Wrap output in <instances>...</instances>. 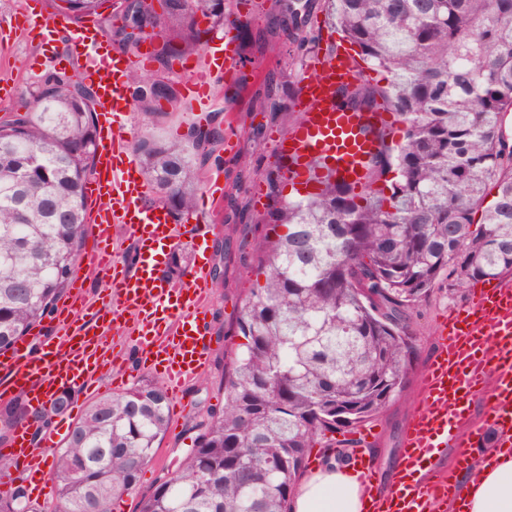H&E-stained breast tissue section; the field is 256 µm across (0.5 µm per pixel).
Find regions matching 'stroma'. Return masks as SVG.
Instances as JSON below:
<instances>
[{
    "mask_svg": "<svg viewBox=\"0 0 512 512\" xmlns=\"http://www.w3.org/2000/svg\"><path fill=\"white\" fill-rule=\"evenodd\" d=\"M45 0H0V87L9 89L10 98L0 101V112L17 107L22 99L42 78L57 68L69 75L79 76L80 70L73 60L74 46L69 39H61L55 49L46 50L39 40L17 29L21 13H48ZM314 34L319 37L317 53L300 55L290 51L281 36L274 34L266 24L254 26L240 44L243 76L235 83L217 80L211 87L214 105L211 115L219 116L224 137L233 139L234 149H220V163H205L199 168L201 186L195 194V224H213L217 231L211 236L205 253L195 252L186 235H179L177 246L188 256V268L203 265L213 268L218 244L234 237L235 226L227 219V204L236 197L253 196L256 210H263L267 199L266 186L256 171L279 158L277 128L267 126L264 112L265 84L270 77L299 83L312 76L318 62L324 61L333 47L339 46L334 19L326 11L317 14ZM201 61L200 54L174 57L171 61L174 87L179 97L176 112L161 122L138 111H131L125 137L135 140L141 135L154 134L172 142H186L188 128L201 119L202 114L192 111L186 99L185 83ZM265 125L264 138H256L258 125ZM217 184V195H210V184ZM250 277L246 265L237 264L226 269L222 278L212 279L211 293L206 303L211 320L212 343L210 366L205 374L195 378L184 388L190 402L187 413L172 416L168 430L151 461L145 468L136 489L124 496L121 512H134L141 495L152 490L157 478L177 469L192 445L195 426L212 409L224 405V329L236 315L239 295L248 286ZM472 299L471 288L449 289L447 279H439L426 300L412 312L409 328L415 338L416 351L409 380L395 398L388 411L372 422L377 438L370 448L374 478L379 487L392 480L399 459L402 433L423 398L421 378L428 360L436 347V333L445 315L466 308ZM134 316H127L121 327L108 334L109 355L117 370L122 371L126 383L149 377L162 383L160 373H146L137 359L138 334L134 330Z\"/></svg>",
    "mask_w": 512,
    "mask_h": 512,
    "instance_id": "1",
    "label": "stroma"
}]
</instances>
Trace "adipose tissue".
<instances>
[{"mask_svg": "<svg viewBox=\"0 0 512 512\" xmlns=\"http://www.w3.org/2000/svg\"><path fill=\"white\" fill-rule=\"evenodd\" d=\"M464 512H512V449L501 448L463 491ZM293 512H365L351 467L328 460L301 478Z\"/></svg>", "mask_w": 512, "mask_h": 512, "instance_id": "1", "label": "adipose tissue"}]
</instances>
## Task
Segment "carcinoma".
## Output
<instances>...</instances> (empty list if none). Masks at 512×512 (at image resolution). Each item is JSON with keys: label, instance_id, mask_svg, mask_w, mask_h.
I'll use <instances>...</instances> for the list:
<instances>
[{"label": "carcinoma", "instance_id": "carcinoma-1", "mask_svg": "<svg viewBox=\"0 0 512 512\" xmlns=\"http://www.w3.org/2000/svg\"><path fill=\"white\" fill-rule=\"evenodd\" d=\"M335 3L341 40L377 74L340 91L343 104L392 111L374 131L379 148L364 180L324 177L284 195V166L264 168L269 204L235 201L240 228L224 265L255 276L224 332V406L196 425L178 469L140 497L136 512H291L307 459L326 433L353 434L402 391L415 351L413 306L443 272L448 286L512 272V0H288L274 31L299 51L322 3ZM77 22L109 0H49ZM224 26L217 0H196ZM116 41L125 51L152 26L164 69L195 52L201 30L177 12L152 24L142 3ZM140 111L159 121L177 97L130 71ZM66 74H49L20 129L0 125V351L52 314L71 280L60 260L80 256L87 184L94 171L97 102L81 100ZM297 89L270 81L266 108L286 133L302 119ZM193 150L142 136L134 149L159 201L194 212L197 161L218 157L209 137ZM497 188L482 207L488 186ZM482 210L481 222L473 213ZM28 416L23 397L0 406V444ZM169 425L165 390L148 379L103 395L52 451L54 512H113L131 493ZM0 512H35L24 483L0 496Z\"/></svg>", "mask_w": 512, "mask_h": 512}]
</instances>
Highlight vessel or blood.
Segmentation results:
<instances>
[{
    "instance_id": "vessel-or-blood-1",
    "label": "vessel or blood",
    "mask_w": 512,
    "mask_h": 512,
    "mask_svg": "<svg viewBox=\"0 0 512 512\" xmlns=\"http://www.w3.org/2000/svg\"><path fill=\"white\" fill-rule=\"evenodd\" d=\"M239 63L236 39L208 49L196 75L193 105L202 111L210 109L212 73L236 72ZM133 67V61L97 52L86 60L83 70L85 80L97 89L101 108L96 176L90 188L100 206L93 217L92 246L84 258L108 275L109 292L80 329L70 323L78 313L75 301L65 300L57 314V328L42 338L39 352H31L28 340L22 339L0 354L1 400L20 394L30 409L41 411L49 409L64 391L96 392L98 376L112 366L107 336L100 327L104 318L115 324L128 314L137 317L140 364L146 369L165 366L172 392L178 393L209 365L212 336L204 305L210 291L207 274L199 267L180 285L169 281L165 263L166 250L174 242L171 216L165 208L147 203L122 135L130 106L124 77ZM357 77L352 62L339 55L324 62L300 86L305 111L280 149L290 175L356 178L357 164L378 145L370 129L379 123L373 113L346 112L338 105L339 87L354 83ZM312 160L318 161V168H309ZM116 224L124 225L137 241L129 269L112 261L110 240ZM422 388L424 397L404 431L393 486L387 494H380L374 486L372 470L362 459V448L374 440V432L362 429L353 436L356 446L349 454L357 468L365 512H440L448 499L458 496L452 471L436 465L432 450L447 439L452 428L466 424L476 392L485 393L486 407L482 426L469 427L467 445L480 444L487 427L497 432L500 444L512 445V285L496 283L479 290L468 309L443 320ZM71 425L70 418L61 417L47 432L32 419L19 422L8 448L0 450V459L7 462L0 480L23 475L31 482L36 500H44L50 485L42 451L55 447Z\"/></svg>"
}]
</instances>
